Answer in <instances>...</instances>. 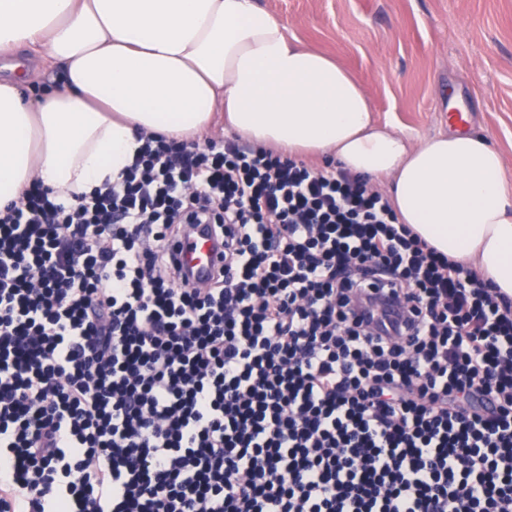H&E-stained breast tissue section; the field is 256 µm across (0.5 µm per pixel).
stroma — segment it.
I'll return each instance as SVG.
<instances>
[{"instance_id":"obj_1","label":"stroma","mask_w":512,"mask_h":512,"mask_svg":"<svg viewBox=\"0 0 512 512\" xmlns=\"http://www.w3.org/2000/svg\"><path fill=\"white\" fill-rule=\"evenodd\" d=\"M305 46L337 59L375 116L419 136L455 111L512 172V0H259Z\"/></svg>"}]
</instances>
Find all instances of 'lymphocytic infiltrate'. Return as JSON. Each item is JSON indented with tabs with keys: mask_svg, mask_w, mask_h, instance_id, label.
I'll list each match as a JSON object with an SVG mask.
<instances>
[{
	"mask_svg": "<svg viewBox=\"0 0 512 512\" xmlns=\"http://www.w3.org/2000/svg\"><path fill=\"white\" fill-rule=\"evenodd\" d=\"M0 512H512V299L364 176L148 136L0 210ZM203 225L181 238L175 251L180 265L196 284L206 282L219 261V244Z\"/></svg>",
	"mask_w": 512,
	"mask_h": 512,
	"instance_id": "f902f5d3",
	"label": "lymphocytic infiltrate"
}]
</instances>
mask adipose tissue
Returning a JSON list of instances; mask_svg holds the SVG:
<instances>
[{
	"mask_svg": "<svg viewBox=\"0 0 512 512\" xmlns=\"http://www.w3.org/2000/svg\"><path fill=\"white\" fill-rule=\"evenodd\" d=\"M21 51L63 81L26 96ZM0 58V209L35 183L91 193L139 134L200 143L220 111L254 145L380 182L400 223L512 299V177L489 137L377 122L369 91L258 0H0Z\"/></svg>",
	"mask_w": 512,
	"mask_h": 512,
	"instance_id": "ef3b65f1",
	"label": "adipose tissue"
}]
</instances>
